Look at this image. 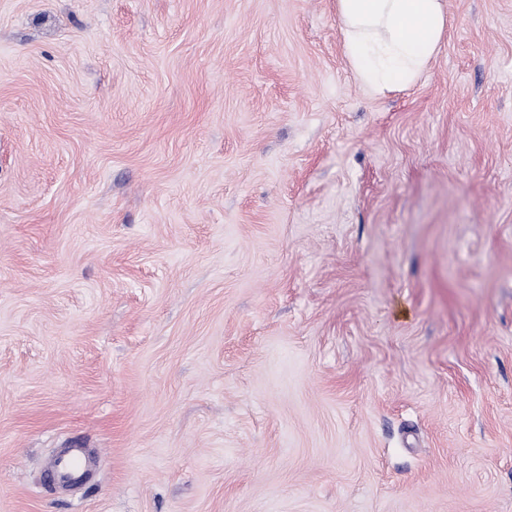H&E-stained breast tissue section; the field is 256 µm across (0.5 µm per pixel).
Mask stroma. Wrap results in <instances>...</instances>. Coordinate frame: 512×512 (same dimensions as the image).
<instances>
[{
  "label": "stroma",
  "instance_id": "stroma-1",
  "mask_svg": "<svg viewBox=\"0 0 512 512\" xmlns=\"http://www.w3.org/2000/svg\"><path fill=\"white\" fill-rule=\"evenodd\" d=\"M447 2L376 95L336 0H0V512H512V0ZM87 451L88 448H68L62 457L44 471L43 482L51 488L66 482H82L85 478Z\"/></svg>",
  "mask_w": 512,
  "mask_h": 512
}]
</instances>
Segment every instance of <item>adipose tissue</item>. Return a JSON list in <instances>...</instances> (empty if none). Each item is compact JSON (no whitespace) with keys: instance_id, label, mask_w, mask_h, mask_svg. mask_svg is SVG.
Returning a JSON list of instances; mask_svg holds the SVG:
<instances>
[{"instance_id":"obj_1","label":"adipose tissue","mask_w":512,"mask_h":512,"mask_svg":"<svg viewBox=\"0 0 512 512\" xmlns=\"http://www.w3.org/2000/svg\"><path fill=\"white\" fill-rule=\"evenodd\" d=\"M336 8L351 68L376 94L414 84L448 24L447 0H336Z\"/></svg>"}]
</instances>
